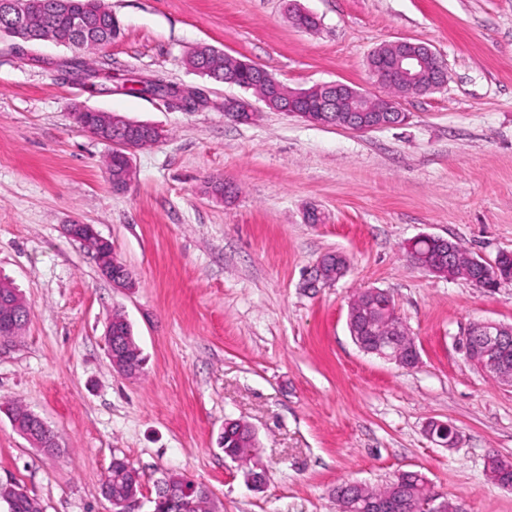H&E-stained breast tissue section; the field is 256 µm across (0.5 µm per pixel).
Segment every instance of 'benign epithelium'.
<instances>
[{
  "mask_svg": "<svg viewBox=\"0 0 512 512\" xmlns=\"http://www.w3.org/2000/svg\"><path fill=\"white\" fill-rule=\"evenodd\" d=\"M6 8L12 15V24L8 26L10 35L31 45L50 41L57 46H74L93 39V25L82 19L74 21L73 31L68 34L44 36L31 30L26 23L29 11L28 0H10ZM393 53L384 55L376 61H368V71L372 80L379 86L403 91L427 78V84L434 90L445 84L447 66L445 61L433 50L428 49L432 65H426L424 55L406 48V42L396 41L392 44ZM261 80L274 88V97L279 103V111L289 116L298 117L318 126L334 124L366 133L377 129L400 126L407 121L408 115L402 111L400 104L393 98L375 99L367 92L343 83L333 81L322 83L313 90L295 91L284 86L270 74H261ZM225 115L240 121L252 117L247 103L240 100L224 101ZM73 122L97 140L112 144V134L117 132H135L149 134L155 125L135 122L117 112H103L79 106L70 113ZM66 234L79 241L90 251L102 276L112 282L115 288H131L134 285L132 275L112 249V244L101 237L90 224H68ZM422 240L434 241L443 249L448 262L427 263L422 266L425 271L449 279L448 265L453 263L451 241L434 235H422ZM470 267L483 273L495 272L494 281H511V276H504L497 263L489 264L483 259L471 257ZM346 272L344 256L328 254L321 258L314 269L311 287L318 284L333 283ZM21 301L10 295L0 293V306L4 308L0 315V339L9 340L19 335L22 327ZM354 343L364 353L375 354L392 360L403 366L419 362V352L412 341L407 345L390 344L391 337L363 336L357 324L347 323ZM119 335L112 323L106 325L108 356L112 367L128 377H137L140 370L129 367L123 348L113 342ZM461 348L468 362L496 381L512 387V366L508 365L505 354L512 348V326L492 321L476 322L470 325L461 338ZM427 436L437 445L452 448L458 440L455 427L443 421L434 420L427 426ZM407 471L396 474L394 491L380 497H344L339 496L343 512H407V500L404 494L403 480ZM416 512H446L447 502L435 496H425L413 503Z\"/></svg>",
  "mask_w": 512,
  "mask_h": 512,
  "instance_id": "benign-epithelium-1",
  "label": "benign epithelium"
}]
</instances>
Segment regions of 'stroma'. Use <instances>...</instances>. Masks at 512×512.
Masks as SVG:
<instances>
[{"label":"stroma","mask_w":512,"mask_h":512,"mask_svg":"<svg viewBox=\"0 0 512 512\" xmlns=\"http://www.w3.org/2000/svg\"><path fill=\"white\" fill-rule=\"evenodd\" d=\"M122 33L89 52L107 87L64 79L70 49L19 52L0 40V278L25 299L22 336L0 340V487L43 512H112L101 492L113 458L138 470L134 512H152L168 472L203 486L213 512H338L337 484L385 485L423 473L466 512H512L487 475L512 461V388L473 368L458 339L475 322L512 325V283L488 291L412 265L422 234L493 262L512 252V0H297L318 16L302 31L285 0H104ZM408 39L447 64L440 89L401 99L404 125L360 133L310 125L184 63L208 44L293 89L341 81L378 93L367 58ZM162 76L199 89L206 108L131 92ZM247 101L253 118L224 114ZM78 104L159 126L116 188L109 145L76 127ZM221 179L233 191L213 195ZM317 212L319 222L308 219ZM93 225L135 280L121 291L64 232ZM349 260L337 282L308 287L322 256ZM386 290L415 340L412 368L359 350L352 294ZM126 316L147 358L129 379L105 338ZM19 402L58 435L32 447L3 408ZM257 432L265 488L224 455V423ZM459 434L426 435L429 421ZM427 436L437 445L452 448L458 440V432L455 427L443 421H431L427 426Z\"/></svg>","instance_id":"stroma-1"}]
</instances>
